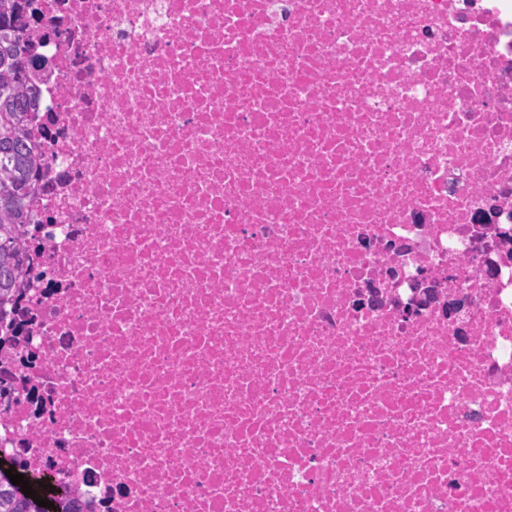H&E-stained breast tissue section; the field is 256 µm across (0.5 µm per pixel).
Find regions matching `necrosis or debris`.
I'll list each match as a JSON object with an SVG mask.
<instances>
[{
	"mask_svg": "<svg viewBox=\"0 0 512 512\" xmlns=\"http://www.w3.org/2000/svg\"><path fill=\"white\" fill-rule=\"evenodd\" d=\"M32 7L0 451L84 512H512V0Z\"/></svg>",
	"mask_w": 512,
	"mask_h": 512,
	"instance_id": "4bbe7bcc",
	"label": "necrosis or debris"
}]
</instances>
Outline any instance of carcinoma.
<instances>
[{
  "label": "carcinoma",
  "mask_w": 512,
  "mask_h": 512,
  "mask_svg": "<svg viewBox=\"0 0 512 512\" xmlns=\"http://www.w3.org/2000/svg\"><path fill=\"white\" fill-rule=\"evenodd\" d=\"M29 0H0V331L16 304L18 282L26 264L20 245V228L28 224V202L35 191L42 164L28 143L29 114L38 93L31 74L43 68L25 37L29 24L23 4ZM25 475L37 496L51 501L53 512H81L73 497H57L52 485L39 487L40 479L28 474L18 457L0 454V462ZM0 512H46L25 496L0 468Z\"/></svg>",
  "instance_id": "obj_1"
}]
</instances>
